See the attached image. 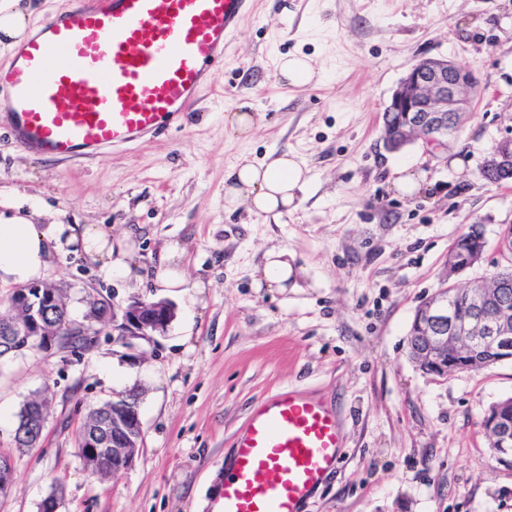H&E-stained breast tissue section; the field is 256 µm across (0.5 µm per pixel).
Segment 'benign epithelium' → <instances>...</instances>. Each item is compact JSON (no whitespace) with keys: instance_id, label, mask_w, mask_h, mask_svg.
Here are the masks:
<instances>
[{"instance_id":"benign-epithelium-1","label":"benign epithelium","mask_w":512,"mask_h":512,"mask_svg":"<svg viewBox=\"0 0 512 512\" xmlns=\"http://www.w3.org/2000/svg\"><path fill=\"white\" fill-rule=\"evenodd\" d=\"M476 87V77L446 58L423 57L415 61L400 79L390 100L391 111L403 112V120L384 127V144L396 152L407 145L422 141L435 150L448 146V116L465 118L470 109V94ZM482 169L494 170L499 180L512 179V136L498 140L485 158ZM483 251L448 252V276L459 275L478 265ZM477 277L458 287L444 280L438 289L415 312V330L409 342V357L427 374L444 376L448 372V349H457L471 358L486 347L502 351L512 350V309L499 298L497 288ZM464 298L469 315L455 316L452 303ZM84 333L99 332L95 324L112 320V335L130 350L136 341H150L164 332L175 316L174 306L165 301L137 299L121 312L104 314L99 310L103 299L88 294L85 298ZM9 307L22 313L15 319L0 317V332L24 345H41L45 349L57 346V327L46 322V313L68 308L59 296L56 285L30 283L17 287L8 299ZM112 437H103L98 431L88 432L82 441L83 456L101 464L98 475L104 476L107 461L114 460L122 468L131 467L136 448L142 441L143 428L138 402L112 403ZM491 447L512 446V423L502 416V407L492 406L485 419ZM13 487V467L10 458H0V492L8 494Z\"/></svg>"}]
</instances>
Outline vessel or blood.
Wrapping results in <instances>:
<instances>
[{
    "mask_svg": "<svg viewBox=\"0 0 512 512\" xmlns=\"http://www.w3.org/2000/svg\"><path fill=\"white\" fill-rule=\"evenodd\" d=\"M250 0H75L0 65V124L28 151L94 155L178 125ZM59 68L48 69L52 58ZM337 413L287 390L241 434L211 512H301L340 462Z\"/></svg>",
    "mask_w": 512,
    "mask_h": 512,
    "instance_id": "b4317fda",
    "label": "vessel or blood"
}]
</instances>
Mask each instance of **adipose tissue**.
<instances>
[{
    "mask_svg": "<svg viewBox=\"0 0 512 512\" xmlns=\"http://www.w3.org/2000/svg\"><path fill=\"white\" fill-rule=\"evenodd\" d=\"M303 160L291 151L269 160L242 161L224 176L227 205L247 201L256 214L281 217L295 210L309 183ZM52 229H42L16 215L0 218V283H26L40 278L48 264V243Z\"/></svg>",
    "mask_w": 512,
    "mask_h": 512,
    "instance_id": "1",
    "label": "adipose tissue"
}]
</instances>
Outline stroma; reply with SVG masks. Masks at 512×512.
<instances>
[{
    "label": "stroma",
    "mask_w": 512,
    "mask_h": 512,
    "mask_svg": "<svg viewBox=\"0 0 512 512\" xmlns=\"http://www.w3.org/2000/svg\"><path fill=\"white\" fill-rule=\"evenodd\" d=\"M304 54L321 77L285 84L275 65ZM422 57L472 70V110L446 152L416 142L393 153L382 116ZM215 86L181 126L152 141L47 160L0 126V216L97 228L113 261L57 243L43 281L66 288L82 320L84 293L115 308L164 299L176 316L130 360L104 326L90 351L36 348L0 359V455L14 486L0 512H206L238 433L269 395L289 388L340 412L342 462L304 512H512V463L490 449L484 417L512 397V360L438 377L408 356L418 306L446 277L462 227L482 225L481 263L456 285L506 266L497 243L512 225V182L491 185L486 152L512 135V0H253ZM235 112L255 125L242 135ZM292 149L309 169L299 208L272 220L226 207L224 174ZM421 181L397 191L401 166ZM171 266L202 282L196 303L160 287ZM284 249L295 286L258 288L252 273ZM133 392L143 439L136 461L98 479L76 431L90 408ZM47 395L40 443L13 435L23 404Z\"/></svg>",
    "instance_id": "stroma-1"
}]
</instances>
